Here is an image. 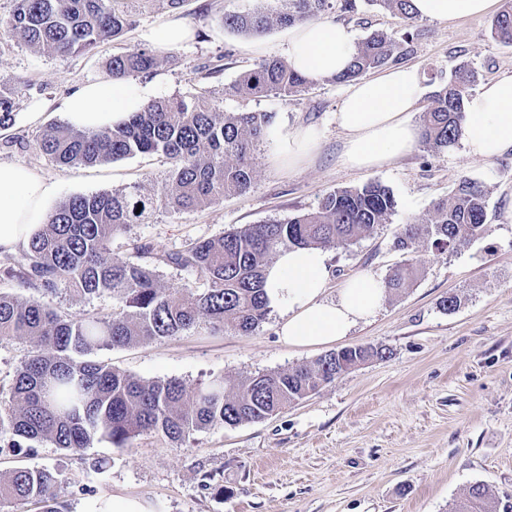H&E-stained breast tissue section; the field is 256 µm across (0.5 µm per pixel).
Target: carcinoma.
<instances>
[{
	"instance_id": "cac0c4a2",
	"label": "carcinoma",
	"mask_w": 512,
	"mask_h": 512,
	"mask_svg": "<svg viewBox=\"0 0 512 512\" xmlns=\"http://www.w3.org/2000/svg\"><path fill=\"white\" fill-rule=\"evenodd\" d=\"M128 2L18 0L7 27L40 51L88 53L131 25ZM369 2L406 26L416 20L411 0ZM334 7L335 0H282L277 10L226 13L223 22L227 29L262 37L275 27L312 21ZM492 36L512 45L511 7L496 16ZM403 52L393 36L374 32L356 45L348 69L335 80H353L398 61ZM162 64L151 51L136 49L112 56L107 70L114 78L152 75ZM309 84L288 61L271 57L243 72L232 91L245 99L286 97ZM473 84V71L462 65L434 92L420 116L427 150L439 153L461 139ZM18 93L16 86L0 87V131L15 123ZM274 118L273 112H224L202 94L175 95L149 102L114 129L86 132L52 124L44 130L38 148L57 164L93 165L161 154L170 167L164 180L150 189L135 183L62 202L27 242L26 266L17 269L10 256L0 257V272L34 293L22 300L0 292V342L21 339L31 347L16 370L11 406L0 411V444L21 448L49 441L64 451L80 452L99 437L116 448H131L147 432L182 443L195 432L262 421L352 367L390 357V349L383 346L355 347L285 371L232 382L215 378L191 391L176 378L144 381L87 359L99 350L176 336L200 326L202 315L214 332L250 335L266 319L264 270L279 251L349 245L388 223L395 209L393 194L387 186L370 182L326 194L313 211L197 240L182 251L159 255L136 238L127 257L110 256L113 235L149 223L160 208L192 211L245 194L253 178V149L270 133ZM486 217L484 190L464 179L434 204L424 222L402 225L395 246L412 255L425 242L442 252L483 235ZM160 265L190 271L204 288L163 287ZM418 274L411 258L387 278L385 288L396 292ZM62 288L84 299L111 294L112 314L72 318L59 313L50 300ZM60 482V474L50 469H15L0 476V505L35 500L42 504L41 512H61ZM490 496L489 488L477 483L469 487L458 512H487Z\"/></svg>"
}]
</instances>
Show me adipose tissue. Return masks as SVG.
I'll return each mask as SVG.
<instances>
[{"mask_svg": "<svg viewBox=\"0 0 512 512\" xmlns=\"http://www.w3.org/2000/svg\"><path fill=\"white\" fill-rule=\"evenodd\" d=\"M419 17L448 20L488 12L494 0H412ZM291 67L310 79L332 77L351 62L356 45L345 26L310 21L292 27L287 41ZM161 78L91 81L56 104L71 126L97 131L128 121L150 101L167 96ZM419 99L415 69L403 67L349 86L336 114L345 134L343 163L373 169L410 153L418 131L411 121ZM463 144L468 155L489 159L512 149V75L486 84L466 102ZM57 186L22 163L0 164V250L26 244L45 224ZM325 256L316 248L281 251L266 270L269 306H287L279 334L292 346H324L344 339L381 307L385 290L369 274L345 281L336 300L325 301Z\"/></svg>", "mask_w": 512, "mask_h": 512, "instance_id": "adipose-tissue-1", "label": "adipose tissue"}]
</instances>
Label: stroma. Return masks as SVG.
Wrapping results in <instances>:
<instances>
[{
	"mask_svg": "<svg viewBox=\"0 0 512 512\" xmlns=\"http://www.w3.org/2000/svg\"><path fill=\"white\" fill-rule=\"evenodd\" d=\"M512 0H496L493 11L454 20L418 19L404 26L391 12L355 0V8H333L328 20L348 26L355 41L375 31L406 44L401 64L415 68L420 99L428 101L454 69L468 64L474 89L512 75V45L491 34L496 12ZM267 0H166L133 12V25L118 40L86 54L56 55L28 47L0 29V81L24 83L16 99V144L0 146V162L22 163L57 183L58 201L164 178L169 163L160 155L137 156L97 165H58L35 149L39 135L63 116L46 110L36 121L27 112L82 83L108 78L112 54L154 49L153 33L165 21L185 22L195 31L186 46L164 51L160 76L170 94L209 92L226 112L275 113V129L311 127L319 137L304 162L276 160V142H260L253 156L249 191L205 208L157 210L150 223L117 234L113 256L127 254L129 237L167 254L224 232L284 220L317 207L340 188L377 181L389 187L396 207L389 223L344 247L326 249L331 273L326 300L347 278L372 274L386 280L404 256L394 247L400 225L431 215L433 203L461 179L481 183L487 196V232L438 253L420 247L418 278L387 294L377 314L356 325L332 347L283 343L277 326L285 308L269 309L251 335L191 329L163 341L100 350L94 360L143 380L176 377L187 387L214 377L238 379L315 361L326 350L383 345L392 355L366 362L336 378L288 411L235 428L195 433L174 445L155 434L116 448L96 439L81 453L48 442L0 451V474L19 467L60 473L59 498L69 512H83L94 498L141 499L149 512H455L469 487L487 484L491 512H512V149L490 160L466 154L462 144L433 153L415 145L406 156L372 170L351 169L341 156L345 135L336 112L347 83L314 81L288 97L243 99L230 93L241 73L265 58L285 57L286 31L253 38L231 32L229 12L267 8ZM456 297L455 310L440 302ZM101 462V472L92 463ZM215 485L202 484L203 474ZM223 493H216V485Z\"/></svg>",
	"mask_w": 512,
	"mask_h": 512,
	"instance_id": "obj_1",
	"label": "stroma"
}]
</instances>
